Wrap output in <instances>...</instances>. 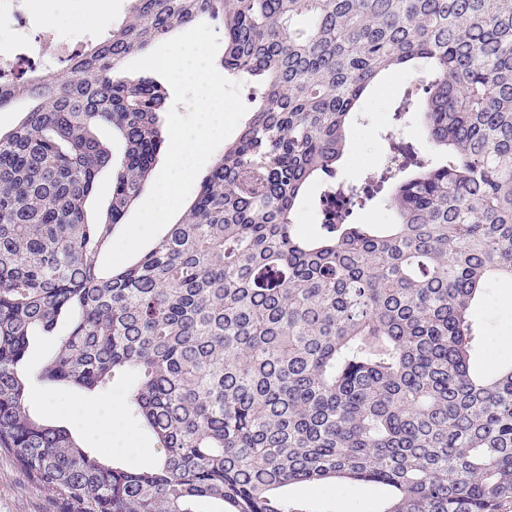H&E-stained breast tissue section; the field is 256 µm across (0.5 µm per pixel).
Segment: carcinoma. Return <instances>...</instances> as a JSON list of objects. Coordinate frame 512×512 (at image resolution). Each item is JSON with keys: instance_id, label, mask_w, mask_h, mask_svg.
<instances>
[{"instance_id": "1", "label": "carcinoma", "mask_w": 512, "mask_h": 512, "mask_svg": "<svg viewBox=\"0 0 512 512\" xmlns=\"http://www.w3.org/2000/svg\"><path fill=\"white\" fill-rule=\"evenodd\" d=\"M66 67L0 83V449L60 512H296V483L381 484L382 512H512V367L476 376L473 315L512 280V0H129ZM219 20L226 75L252 109L184 217L104 277L101 251L169 136L166 89L125 60ZM419 70L394 116L420 114L438 160L403 158L379 188L394 223L297 230L307 185L336 170L360 99ZM112 127L122 150L97 135ZM112 170V200L85 202ZM70 314L42 377L130 405L162 445L128 470L33 417L29 337Z\"/></svg>"}]
</instances>
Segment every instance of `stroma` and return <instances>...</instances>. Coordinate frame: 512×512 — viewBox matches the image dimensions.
<instances>
[{
	"label": "stroma",
	"instance_id": "stroma-1",
	"mask_svg": "<svg viewBox=\"0 0 512 512\" xmlns=\"http://www.w3.org/2000/svg\"><path fill=\"white\" fill-rule=\"evenodd\" d=\"M414 77L411 70L388 73L380 79L378 92L366 94L353 116L345 154L336 165L337 178L360 186L367 174L382 169L386 136L397 127L393 111ZM474 313L481 322L483 344L472 356L473 370L486 374L511 365L512 284L492 281L476 302ZM67 330L62 321L52 332L30 339L26 360L30 413L64 427L84 448L107 451L120 466L138 469L158 462L160 443L127 403L128 379L115 380L108 391L87 393L41 378L44 365ZM89 407L97 410L101 420L111 421V432L86 433L83 414ZM388 495L383 485L297 483L289 488L290 498L306 512H377ZM0 512H56L53 494L31 482L4 451H0Z\"/></svg>",
	"mask_w": 512,
	"mask_h": 512
}]
</instances>
